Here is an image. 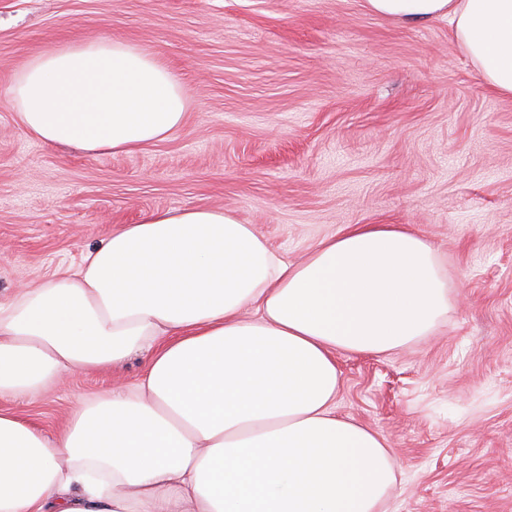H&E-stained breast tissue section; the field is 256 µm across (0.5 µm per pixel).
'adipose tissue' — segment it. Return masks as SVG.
I'll return each mask as SVG.
<instances>
[{"mask_svg":"<svg viewBox=\"0 0 512 512\" xmlns=\"http://www.w3.org/2000/svg\"><path fill=\"white\" fill-rule=\"evenodd\" d=\"M448 21L484 83L512 96V0H366ZM34 137L131 152L187 119L152 53L69 43L5 89ZM451 309L439 250L404 224H356L304 260L199 207L114 231L64 275L0 299V397L146 355L141 379L83 404L50 438L0 409V512H382L385 439L336 413V355L388 354Z\"/></svg>","mask_w":512,"mask_h":512,"instance_id":"1","label":"adipose tissue"}]
</instances>
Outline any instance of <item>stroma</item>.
Returning <instances> with one entry per match:
<instances>
[{
	"label": "stroma",
	"instance_id": "1",
	"mask_svg": "<svg viewBox=\"0 0 512 512\" xmlns=\"http://www.w3.org/2000/svg\"><path fill=\"white\" fill-rule=\"evenodd\" d=\"M102 38L152 52L189 118L121 154L43 142L0 96V296L76 267L149 213L234 212L289 261L349 224H406L444 254L452 309L387 355L341 353L337 415L397 463L386 512H512V97L444 22L365 0H0V85ZM145 360L4 397L48 435Z\"/></svg>",
	"mask_w": 512,
	"mask_h": 512
}]
</instances>
